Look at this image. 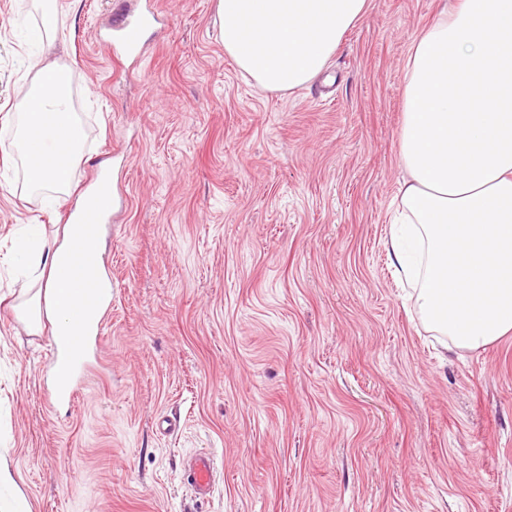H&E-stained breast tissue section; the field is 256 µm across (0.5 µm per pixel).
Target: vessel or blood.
Segmentation results:
<instances>
[{"instance_id":"vessel-or-blood-1","label":"vessel or blood","mask_w":512,"mask_h":512,"mask_svg":"<svg viewBox=\"0 0 512 512\" xmlns=\"http://www.w3.org/2000/svg\"><path fill=\"white\" fill-rule=\"evenodd\" d=\"M155 18L153 7H146L140 13L125 12L120 20L101 39L112 57L121 58L132 53H142V33ZM109 210L89 208L80 212L78 221L81 225L80 235L90 241L99 234V226L108 220ZM98 335L60 336L52 341L54 352V382L46 393L49 407L63 402L74 401L77 390V378L88 368L86 359ZM185 484L201 499L207 498L215 481V469L210 454L200 453L191 457L183 471Z\"/></svg>"}]
</instances>
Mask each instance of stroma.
I'll return each mask as SVG.
<instances>
[{"mask_svg":"<svg viewBox=\"0 0 512 512\" xmlns=\"http://www.w3.org/2000/svg\"><path fill=\"white\" fill-rule=\"evenodd\" d=\"M135 3L55 0L44 51L42 0H0V512H512V335L444 348L385 249L406 60L442 0H368L289 93L241 75L217 0H158L144 55L113 61L98 38ZM53 64L85 134L74 189L106 163L118 195L112 312L55 411L13 241L61 237L68 203L24 191L7 121ZM201 450L204 500L182 481Z\"/></svg>","mask_w":512,"mask_h":512,"instance_id":"obj_1","label":"stroma"}]
</instances>
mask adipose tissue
Here are the masks:
<instances>
[{"label": "adipose tissue", "instance_id": "obj_1", "mask_svg": "<svg viewBox=\"0 0 512 512\" xmlns=\"http://www.w3.org/2000/svg\"><path fill=\"white\" fill-rule=\"evenodd\" d=\"M368 0H218L224 51L261 89L291 92L326 67ZM398 153L406 176L386 248L427 329L460 350L512 333V0H451L406 63ZM25 187L67 196L83 131L63 71L46 67L16 106ZM46 272L17 305L34 330L75 333L86 291L105 288L99 244L67 221L61 242L17 237Z\"/></svg>", "mask_w": 512, "mask_h": 512}]
</instances>
